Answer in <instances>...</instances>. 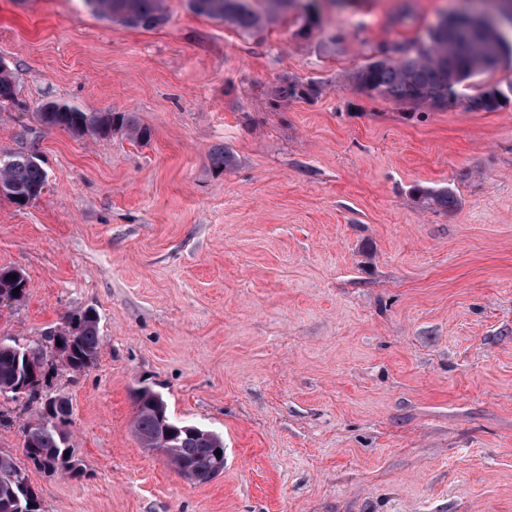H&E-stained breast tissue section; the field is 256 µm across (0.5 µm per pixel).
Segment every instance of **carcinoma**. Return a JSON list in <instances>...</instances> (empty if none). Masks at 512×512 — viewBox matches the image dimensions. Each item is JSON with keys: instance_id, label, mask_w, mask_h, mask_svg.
<instances>
[{"instance_id": "carcinoma-1", "label": "carcinoma", "mask_w": 512, "mask_h": 512, "mask_svg": "<svg viewBox=\"0 0 512 512\" xmlns=\"http://www.w3.org/2000/svg\"><path fill=\"white\" fill-rule=\"evenodd\" d=\"M93 14L109 21L135 28H153L165 20L164 0H84ZM274 13L290 11L297 14L298 32L322 27V18L315 9V0H267ZM489 9L466 0L460 11L472 16L469 26L460 28L443 14L428 30L426 40L409 46L391 45L393 55L371 59L354 75L353 83L373 96L386 97L413 107L457 108L478 112H494L512 95V83L505 87L486 86L463 98L457 87L498 66L505 50L512 46V0H492ZM190 10L199 15L224 21L243 32L261 26L263 16L252 0H188ZM15 104V84L10 71H0V109ZM38 116L43 124L63 129L75 136L108 137L123 131L137 141H148L150 129L134 112H85L65 102H48ZM212 169L224 171L236 161L227 146L216 147L209 153ZM48 176L39 160L29 154H6L0 159V196L22 206L38 199L45 191ZM420 197L433 207L451 211L458 205L450 188L421 189ZM16 278H10V275ZM18 294H13L14 289ZM27 288L24 275L13 268H0V294L5 299L21 300ZM64 344V358L57 359V342ZM102 346L99 316L83 310L70 313L65 326L53 330L42 341L20 345L14 339H0V397L16 401L25 398V406L34 410L37 423L24 427V456L27 464L50 476L81 477L84 474L75 448L70 443V407L59 406V422L47 423L43 417L40 390L47 386L51 374L62 365L73 372H85L97 362ZM175 427L168 411L163 417L142 409L135 413L132 430L135 436L155 434L161 429V419ZM169 458L175 467L186 466L185 477L205 483L217 475L220 464L215 453L206 449L204 441L185 433L178 435L170 448ZM35 504L32 512H43L42 502L29 483L26 468L9 455L0 454V512H18Z\"/></svg>"}]
</instances>
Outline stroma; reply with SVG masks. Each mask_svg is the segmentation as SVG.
<instances>
[{
  "mask_svg": "<svg viewBox=\"0 0 512 512\" xmlns=\"http://www.w3.org/2000/svg\"><path fill=\"white\" fill-rule=\"evenodd\" d=\"M454 0H319L298 35L246 34L165 0L151 29L80 0H0L19 107L0 152L45 192L0 197V337L94 309L103 347L50 389L81 478L27 471L44 512H512V102L416 109L355 90L383 44L425 39ZM320 95L279 99L289 83ZM134 112L151 131L76 137L47 102ZM230 147L218 173L208 155ZM452 188L455 210L418 189ZM224 439L200 484L132 432L135 389ZM48 176L39 160L25 153L5 154L0 159V196L27 205L45 191ZM23 198V201H20ZM16 274V279H10V275ZM19 288L18 295H13V290ZM27 288V280L24 275L13 268H0V299L2 293L5 295L4 300L20 301Z\"/></svg>",
  "mask_w": 512,
  "mask_h": 512,
  "instance_id": "obj_1",
  "label": "stroma"
}]
</instances>
